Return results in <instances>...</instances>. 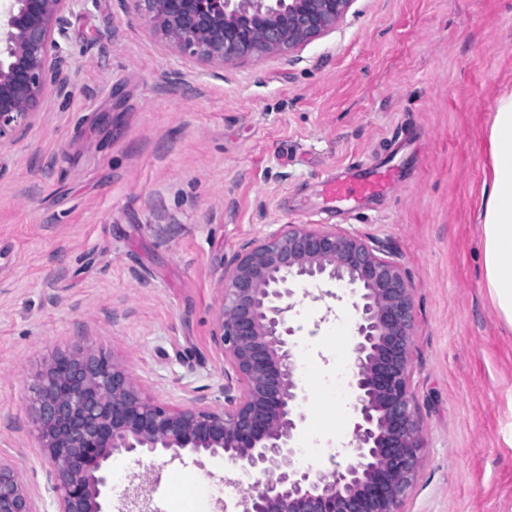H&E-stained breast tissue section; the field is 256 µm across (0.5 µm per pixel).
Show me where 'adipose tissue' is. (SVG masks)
I'll return each instance as SVG.
<instances>
[{
    "instance_id": "adipose-tissue-1",
    "label": "adipose tissue",
    "mask_w": 512,
    "mask_h": 512,
    "mask_svg": "<svg viewBox=\"0 0 512 512\" xmlns=\"http://www.w3.org/2000/svg\"><path fill=\"white\" fill-rule=\"evenodd\" d=\"M486 148L491 176L483 186L479 216L486 285L500 316L512 326V92L496 101Z\"/></svg>"
}]
</instances>
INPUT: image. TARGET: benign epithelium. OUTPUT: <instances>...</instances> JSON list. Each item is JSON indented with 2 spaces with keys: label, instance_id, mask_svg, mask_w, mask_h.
<instances>
[{
  "label": "benign epithelium",
  "instance_id": "benign-epithelium-1",
  "mask_svg": "<svg viewBox=\"0 0 512 512\" xmlns=\"http://www.w3.org/2000/svg\"><path fill=\"white\" fill-rule=\"evenodd\" d=\"M78 0H0V145L27 132L48 92L73 86L67 50ZM150 32L188 60L224 66L291 61L344 22L355 0H131ZM346 285L356 312L352 408L344 464L296 465L304 397L295 380L288 299L294 284ZM212 333L224 353V407L170 408L128 367L78 347L36 377L32 427L50 465L58 512H105L114 455L184 450L260 475L240 512H399L423 448L409 389L411 281L382 241L283 224L224 264ZM0 512H40L0 463Z\"/></svg>",
  "mask_w": 512,
  "mask_h": 512
}]
</instances>
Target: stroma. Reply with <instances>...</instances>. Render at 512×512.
Masks as SVG:
<instances>
[{
  "label": "stroma",
  "mask_w": 512,
  "mask_h": 512,
  "mask_svg": "<svg viewBox=\"0 0 512 512\" xmlns=\"http://www.w3.org/2000/svg\"><path fill=\"white\" fill-rule=\"evenodd\" d=\"M78 80L0 145V462L56 512L32 431L36 375L91 345L148 394L224 405L212 341L226 260L283 224L386 242L413 286L410 388L424 448L400 512H512V326L485 283L484 143L512 91V0H355L294 63L219 68L123 0L70 18ZM391 164L398 186L327 205L323 181ZM303 467L332 471L355 416L328 392L353 347L349 289L298 288ZM108 512H234L254 474L223 457L116 455Z\"/></svg>",
  "instance_id": "obj_1"
}]
</instances>
